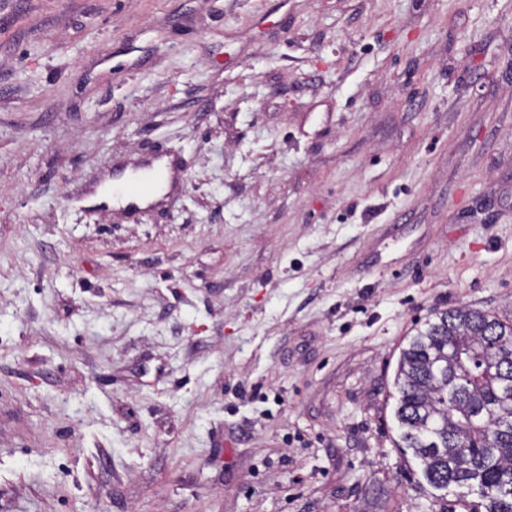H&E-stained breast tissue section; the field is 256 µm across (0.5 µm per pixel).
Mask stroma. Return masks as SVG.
Listing matches in <instances>:
<instances>
[{"instance_id": "obj_1", "label": "stroma", "mask_w": 512, "mask_h": 512, "mask_svg": "<svg viewBox=\"0 0 512 512\" xmlns=\"http://www.w3.org/2000/svg\"><path fill=\"white\" fill-rule=\"evenodd\" d=\"M461 306L512 320V0H0V512H438L394 371Z\"/></svg>"}]
</instances>
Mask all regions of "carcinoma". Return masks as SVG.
Here are the masks:
<instances>
[{
  "mask_svg": "<svg viewBox=\"0 0 512 512\" xmlns=\"http://www.w3.org/2000/svg\"><path fill=\"white\" fill-rule=\"evenodd\" d=\"M511 384L512 323L483 310L439 311L402 347L397 447L430 486L454 491L440 512H512Z\"/></svg>",
  "mask_w": 512,
  "mask_h": 512,
  "instance_id": "cac0c4a2",
  "label": "carcinoma"
}]
</instances>
